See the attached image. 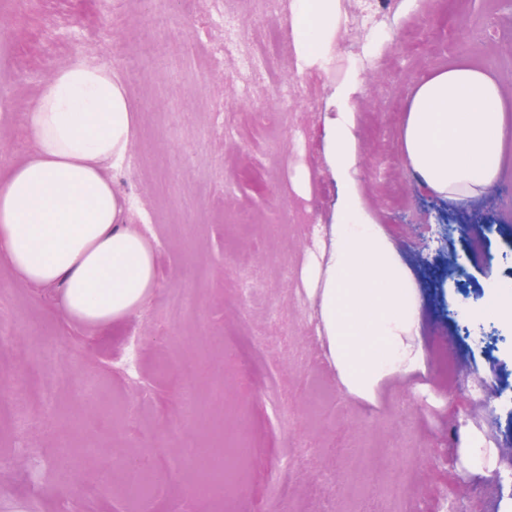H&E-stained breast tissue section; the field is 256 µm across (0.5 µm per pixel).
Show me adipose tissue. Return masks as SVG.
<instances>
[{
	"mask_svg": "<svg viewBox=\"0 0 512 512\" xmlns=\"http://www.w3.org/2000/svg\"><path fill=\"white\" fill-rule=\"evenodd\" d=\"M299 71L320 65L341 30L339 0H294ZM512 103L487 70L455 63L427 73L407 108L401 148L410 171L437 195L479 197L500 175ZM136 114L125 85L77 54L54 70L28 109L33 147L0 168V263L29 288H55L68 322L111 333L153 293L152 241L126 224V198L112 186L134 142ZM339 188L336 222L311 297L328 359L350 392L368 389L389 354L406 370L420 352L405 337L417 324L414 287L370 219L357 186L355 121L339 112L326 134Z\"/></svg>",
	"mask_w": 512,
	"mask_h": 512,
	"instance_id": "adipose-tissue-1",
	"label": "adipose tissue"
}]
</instances>
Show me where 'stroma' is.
<instances>
[{
    "mask_svg": "<svg viewBox=\"0 0 512 512\" xmlns=\"http://www.w3.org/2000/svg\"><path fill=\"white\" fill-rule=\"evenodd\" d=\"M341 12L327 69L302 74L291 0H0V165L30 151L25 114L56 66L78 53L110 65L137 114L112 183L159 269L145 304L102 336L68 324L55 291L0 267V399L47 346L62 365L27 431L0 416V512H319L325 501L335 512H446L452 483L460 512H512V324L484 319L477 345L459 312L488 271L512 294V161L461 205L415 179L400 147L403 112L430 70L464 59L512 92V6L341 0ZM350 71L362 81L350 107L363 201L416 287L422 350L417 369L362 397L327 361L303 280L335 222L326 129L340 110L331 88ZM201 360L212 380L189 375ZM215 382L223 401L209 399ZM190 386L204 402L194 424L181 414ZM227 419L251 453L230 502L198 499L200 472L176 450L207 444ZM471 433L493 450L488 472L463 462ZM338 446L381 454L358 464ZM142 448L160 461L151 473L163 491L132 502L121 460ZM62 452L73 468L57 465ZM282 478L295 499L276 495Z\"/></svg>",
    "mask_w": 512,
    "mask_h": 512,
    "instance_id": "1",
    "label": "stroma"
}]
</instances>
